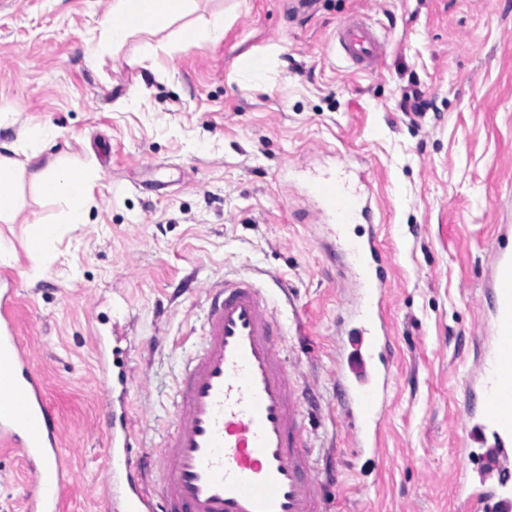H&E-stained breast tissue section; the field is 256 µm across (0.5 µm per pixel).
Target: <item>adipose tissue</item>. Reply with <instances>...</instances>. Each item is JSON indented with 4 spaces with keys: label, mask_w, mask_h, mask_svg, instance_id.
<instances>
[{
    "label": "adipose tissue",
    "mask_w": 512,
    "mask_h": 512,
    "mask_svg": "<svg viewBox=\"0 0 512 512\" xmlns=\"http://www.w3.org/2000/svg\"><path fill=\"white\" fill-rule=\"evenodd\" d=\"M193 4L194 0H112L102 35L107 41L119 44L137 32L166 30L180 19L184 22L181 29L184 41L198 43L220 37L228 21L227 14H212L201 26L185 23L184 18L191 13ZM33 179L43 197L58 201L64 207L59 221L35 227L30 251L38 260L51 251L67 225L86 222L89 179L84 172L51 166L34 174Z\"/></svg>",
    "instance_id": "obj_1"
}]
</instances>
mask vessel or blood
<instances>
[{"label":"vessel or blood","mask_w":512,"mask_h":512,"mask_svg":"<svg viewBox=\"0 0 512 512\" xmlns=\"http://www.w3.org/2000/svg\"><path fill=\"white\" fill-rule=\"evenodd\" d=\"M342 57L361 72L384 52L369 18L354 16L336 29ZM368 172L323 174L307 195L317 219L333 225L340 259L351 271L352 318L367 343L336 381L353 436L372 447L385 413L389 333L383 305L391 257L373 238L347 235L366 216ZM492 339L481 357L479 420L504 447L481 476L475 496L480 512H512V493L501 477L512 472V249L494 252L487 270ZM17 291L0 289V447L20 454L37 474L25 512H59L60 490L73 477L61 448L59 421L48 403L40 370L16 325ZM207 318L197 351L183 366L173 430L142 465L138 439L126 422L127 387L114 372L117 352L97 336L99 395L109 405V476L104 494L113 512H327L310 465L304 436V399L284 355L274 302L248 278L227 279L207 290Z\"/></svg>","instance_id":"b4317fda"}]
</instances>
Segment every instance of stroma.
Returning a JSON list of instances; mask_svg holds the SVG:
<instances>
[{"label": "stroma", "instance_id": "obj_1", "mask_svg": "<svg viewBox=\"0 0 512 512\" xmlns=\"http://www.w3.org/2000/svg\"><path fill=\"white\" fill-rule=\"evenodd\" d=\"M195 0L190 21L228 11L221 38L179 25L102 42L112 0H0V144L39 125V166L90 171L87 221L41 262L31 225L57 215L30 178L21 220L0 223V276L20 291L19 334L44 380L77 481L61 512H109V450L95 334L127 350V420L157 449L207 286L248 276L273 296L305 391V430L329 512H465L467 454L488 448L462 420L479 389L487 267L512 225V0ZM366 15L388 38L356 73L337 25ZM267 61L244 85L242 63ZM418 95L422 115L401 108ZM372 175L369 222L394 257L386 289L395 348L379 443L357 447L336 384L350 284L328 226L313 222L315 173ZM38 277H31V269ZM36 480L0 451V512Z\"/></svg>", "mask_w": 512, "mask_h": 512}]
</instances>
